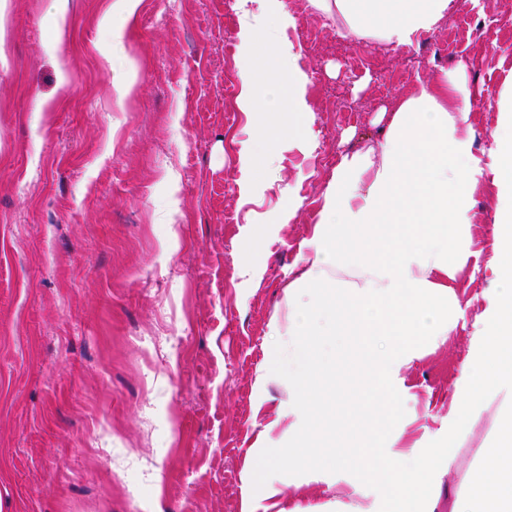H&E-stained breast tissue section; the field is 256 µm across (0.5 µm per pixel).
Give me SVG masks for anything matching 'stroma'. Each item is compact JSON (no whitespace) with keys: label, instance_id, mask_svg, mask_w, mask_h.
I'll list each match as a JSON object with an SVG mask.
<instances>
[{"label":"stroma","instance_id":"obj_1","mask_svg":"<svg viewBox=\"0 0 512 512\" xmlns=\"http://www.w3.org/2000/svg\"><path fill=\"white\" fill-rule=\"evenodd\" d=\"M6 0L0 29V512H338L381 504L392 486L349 463L303 497L271 472L276 500L248 477L269 432L288 452L286 380L268 324L286 316L291 268L310 256L319 199L342 153L379 139L382 108L417 80L465 62L476 149L499 124L512 80V0H454L410 46L357 38L309 0H285L301 48L315 138L284 151L274 184L250 198L239 151L278 135L287 114L240 110L237 0ZM301 207L279 217L288 195ZM473 247L495 255L487 185L473 193ZM265 217L252 234L250 214ZM251 277H240L241 265ZM457 330L406 369V391L370 449L396 467L403 419L437 444L468 343ZM487 408L441 476L449 512L492 430Z\"/></svg>","mask_w":512,"mask_h":512}]
</instances>
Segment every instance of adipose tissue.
I'll return each instance as SVG.
<instances>
[{"label": "adipose tissue", "instance_id": "1", "mask_svg": "<svg viewBox=\"0 0 512 512\" xmlns=\"http://www.w3.org/2000/svg\"><path fill=\"white\" fill-rule=\"evenodd\" d=\"M263 18L243 14L239 50L245 112L287 111L286 138L259 135L240 151L239 185L249 193L276 167L282 149L308 143L303 119L310 106L308 76L292 43L274 31L294 26L284 0H262ZM357 37L410 45L447 14L452 0H309ZM464 66L440 82L419 83L391 111L380 113L382 137L342 154L323 194L308 242L311 258L295 268L285 296L286 318H272L280 374L297 394L288 406L291 465L306 472L335 470L371 447L369 422L355 413L371 391L396 403L402 372L421 357L420 345L450 335L462 312L456 293L473 255L470 189L482 178L495 188V257L485 270L495 285L474 324L470 352L451 394L448 429L418 465L387 471L394 492L379 509L346 512H435L434 474L457 467L459 448L477 417L495 407L490 441L466 471L451 512H512V85L501 102V127L491 146L475 153L476 132ZM343 341L337 363L320 371L314 337L320 324ZM349 419L339 428L340 419ZM319 439L322 452L309 450Z\"/></svg>", "mask_w": 512, "mask_h": 512}]
</instances>
